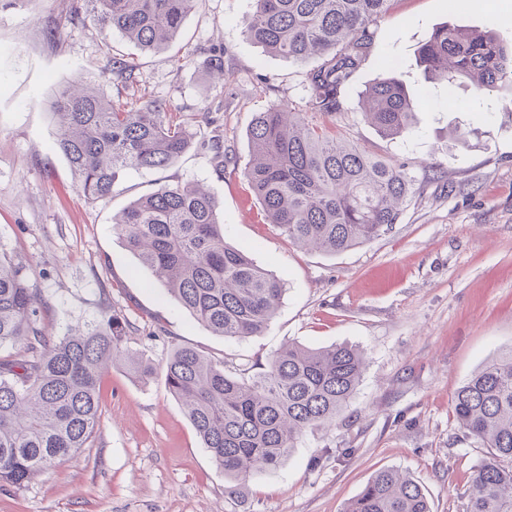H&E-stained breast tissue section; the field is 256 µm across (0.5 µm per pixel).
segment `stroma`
Instances as JSON below:
<instances>
[{"label": "stroma", "mask_w": 512, "mask_h": 512, "mask_svg": "<svg viewBox=\"0 0 512 512\" xmlns=\"http://www.w3.org/2000/svg\"><path fill=\"white\" fill-rule=\"evenodd\" d=\"M71 3L0 4V247L25 265L43 299L39 326L53 336L122 314L132 324L128 347L159 368L176 346L250 365L290 342L352 345L366 367L348 407L306 430L279 468L253 475L242 497L225 493L223 470L163 374L144 383L112 368L86 448L22 489L0 487V512H342L382 469L409 473L432 512H468L484 445L461 428L452 400L473 371L512 348V90L480 91L466 78L429 83L417 53L445 23L490 29L512 45V0L479 8L472 0H391L373 53L330 124L373 155L433 162L444 176L420 179L392 230L336 255L291 244L267 222L244 176L255 112L279 100L305 106V74L316 65L246 38L252 0H197L176 46L162 52L71 16ZM218 49L224 80L215 84L203 63ZM118 58L135 66L124 83L111 72ZM386 63L410 94L428 93L414 130L395 138L363 120L358 98ZM77 78L113 101H164L193 133L191 147L167 169L129 172L110 198L86 200L44 108ZM456 126L472 129L469 148L456 145ZM217 136L227 155L220 175L209 149ZM178 180L207 185L221 203L225 241L283 282L262 335L227 339L198 324L114 231L113 215Z\"/></svg>", "instance_id": "1"}]
</instances>
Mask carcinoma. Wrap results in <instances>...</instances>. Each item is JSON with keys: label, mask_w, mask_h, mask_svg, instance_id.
<instances>
[{"label": "carcinoma", "mask_w": 512, "mask_h": 512, "mask_svg": "<svg viewBox=\"0 0 512 512\" xmlns=\"http://www.w3.org/2000/svg\"><path fill=\"white\" fill-rule=\"evenodd\" d=\"M196 0H85L103 31L143 51L169 47ZM391 0H253L247 38L267 51L319 65L306 73L307 111L283 102L255 113L245 177L269 223L294 245L335 255L398 223L417 191L404 164L375 157L336 137L308 114L341 111L354 74L369 58L377 24ZM425 78L453 85L473 78L480 89L512 85V45L493 32L447 24L419 49ZM363 117L380 135L413 130L424 95L412 96L384 69L362 92ZM57 145L92 201L112 196L128 172L163 169L187 149L190 133L165 103H113L81 83L50 103ZM115 232L180 306L212 333L259 336L285 292L284 283L224 240L219 201L196 181L165 182L113 216ZM41 296L23 266L0 253V484L20 489L75 455L100 422L101 376L122 366L142 379L156 367L125 347L130 328L118 313L58 336L37 325ZM362 352L346 344L290 343L267 364L225 371L192 347L173 350L164 367L168 390L203 448L224 470L228 491L242 494L254 473L280 467L303 433L333 421L364 372ZM453 410L486 447L469 487V512H512V348L490 359L458 388ZM343 512H432L419 484L395 469L378 472Z\"/></svg>", "instance_id": "obj_1"}]
</instances>
